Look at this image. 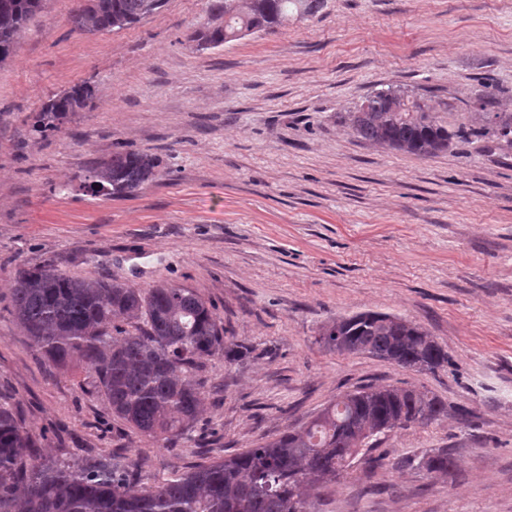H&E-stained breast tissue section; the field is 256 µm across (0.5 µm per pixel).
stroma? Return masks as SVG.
Segmentation results:
<instances>
[{
  "label": "stroma",
  "mask_w": 512,
  "mask_h": 512,
  "mask_svg": "<svg viewBox=\"0 0 512 512\" xmlns=\"http://www.w3.org/2000/svg\"><path fill=\"white\" fill-rule=\"evenodd\" d=\"M43 12L0 64V399L42 452L118 453L148 484L302 426L373 383L437 396L448 414L383 436L313 512H512V147L457 143L433 157L358 138L343 115L373 92L431 95L469 125L483 81L512 112V0H327L316 17L205 50L207 0H166L89 36L80 0ZM89 84V106L30 135L53 94ZM146 150L159 181L131 198L91 194L93 161ZM136 288L194 289L252 349L203 360V406L176 451L45 361L17 326L16 266ZM422 326L447 369L419 373L322 348L321 327L361 311ZM450 449L430 474L422 457ZM420 465L429 473H447L455 465V461L452 452L444 448L424 456Z\"/></svg>",
  "instance_id": "stroma-1"
}]
</instances>
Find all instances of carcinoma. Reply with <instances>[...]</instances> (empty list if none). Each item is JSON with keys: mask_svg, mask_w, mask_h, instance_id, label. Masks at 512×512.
Listing matches in <instances>:
<instances>
[{"mask_svg": "<svg viewBox=\"0 0 512 512\" xmlns=\"http://www.w3.org/2000/svg\"><path fill=\"white\" fill-rule=\"evenodd\" d=\"M43 0H0V63L26 35ZM165 0H83L75 29L90 35L121 29L157 13ZM326 0H208V20L192 41L217 47L259 31L312 18ZM94 97L75 85L43 102L32 132L60 129ZM496 92L478 98L476 121L450 130L428 102L388 88L367 95L345 120L375 145L433 156L471 137L512 144V112L496 110ZM148 151H117L89 170L87 188L114 197L139 194L159 176ZM13 314L42 356L72 362L89 391L104 397L117 419L139 433L178 447L193 431L200 383L190 371L203 356L238 362L249 346L226 339L224 326L191 288L159 284L141 289L107 279L81 280L53 263L15 268ZM318 342L339 354L362 353L418 372L448 367V350L420 325L364 311L325 325ZM448 414L435 396L399 387L366 386L342 394L304 426L208 465L174 471L158 486L135 491L143 464L111 457L59 458L36 453L30 430L0 404V512H311L312 492L342 479L351 461L378 434L427 426ZM446 448L420 466L446 473Z\"/></svg>", "mask_w": 512, "mask_h": 512, "instance_id": "cac0c4a2", "label": "carcinoma"}]
</instances>
